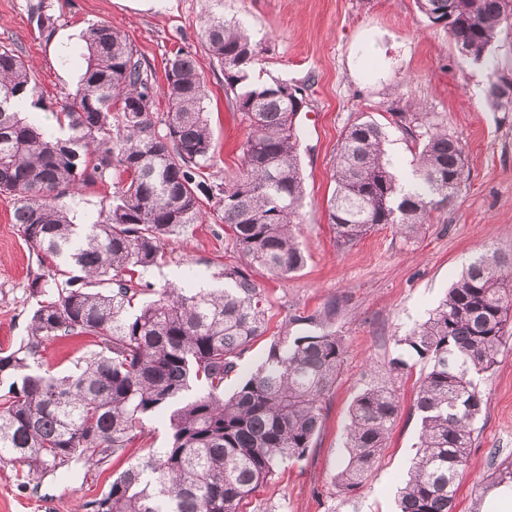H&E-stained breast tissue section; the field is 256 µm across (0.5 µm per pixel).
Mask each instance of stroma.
Wrapping results in <instances>:
<instances>
[{
    "label": "stroma",
    "mask_w": 512,
    "mask_h": 512,
    "mask_svg": "<svg viewBox=\"0 0 512 512\" xmlns=\"http://www.w3.org/2000/svg\"><path fill=\"white\" fill-rule=\"evenodd\" d=\"M38 0H0V45L17 51L46 103L36 116L53 123L50 111L80 79L86 49L81 34L91 24L109 23L137 46L156 77H163L172 51L190 49L204 77L207 110L216 146L215 179L238 172L239 147L247 129L224 91V73L197 40L204 0H49L56 18L41 32L28 8ZM225 18L242 21L258 41L254 78L282 80L305 90L300 113V164L306 205L299 241L306 261L284 280L256 272L270 307L267 333L243 355L233 392L264 358L271 337L295 315H309L336 302L333 330L348 351L336 385L326 399L316 445L307 458L282 466L240 512L258 501L278 512H332L339 498L334 477L347 455L349 409L372 381L389 376L400 355L396 343L425 318L473 257L486 250L512 259V112L493 111L485 100L486 68L460 56L447 32L431 25L415 0H223ZM363 112L388 133L387 152L399 175L411 174L414 142L396 125L401 112H425L458 136L464 147L465 179L451 202L440 205L424 237L404 238L382 225L355 245L338 246L328 222L334 189L333 159L343 131ZM12 197L0 195V349L26 336L36 300L28 283L47 274L13 222ZM167 257L151 269L155 287L181 283L187 270L203 272L200 284L215 287L217 272L237 260L230 235L213 215L189 225L166 245ZM426 362L411 359L394 386L401 402L386 448L356 493L358 512H394L397 489L417 454L420 423L414 408ZM484 405L475 441L459 478L454 512H480L494 488L493 472L512 467V339L482 379ZM166 417L145 419L140 439L100 467L80 465L23 482L19 467L0 462V512H86L114 476L165 446Z\"/></svg>",
    "instance_id": "obj_1"
}]
</instances>
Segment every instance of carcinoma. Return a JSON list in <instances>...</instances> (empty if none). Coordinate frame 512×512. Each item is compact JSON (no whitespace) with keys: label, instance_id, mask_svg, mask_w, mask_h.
I'll return each instance as SVG.
<instances>
[{"label":"carcinoma","instance_id":"1","mask_svg":"<svg viewBox=\"0 0 512 512\" xmlns=\"http://www.w3.org/2000/svg\"><path fill=\"white\" fill-rule=\"evenodd\" d=\"M221 2L208 0L199 41L224 71L225 93L247 127L239 173L227 182L208 173L215 144L191 51L172 53L160 86L126 34L88 26L85 71L53 109L67 129L59 138L30 116V108L45 109L37 82L14 50L0 46V193L14 197L26 242L54 262L53 274L29 283L37 301L27 336L0 352V462L19 465L29 480L71 463L93 467L122 455L145 417L162 412L169 422L168 445L116 476L85 503L88 512H238L282 465L314 447L347 353L331 329L336 304L293 316L256 370L224 396V382L269 319L251 272L283 280L305 263L295 234L305 200L295 118L306 98L283 81L250 80L257 44L245 26L224 20ZM415 4L461 55L488 65L489 105L511 106L506 76L489 55L512 34V0ZM159 93L167 101L161 131L153 117ZM397 118L418 146L406 182L373 116L361 114L342 135L328 213L343 247L380 224L409 239L426 234L432 213L464 179L458 138L417 112ZM99 181L112 182V195L96 217L75 223L66 198ZM209 209L240 255L214 274L224 287L156 290L143 281L165 257L163 242ZM68 336L90 337L94 349L65 374L43 367L47 344ZM511 336L512 261L487 251L397 339L403 353L429 365L415 404L419 451L399 512H453L483 409L476 379ZM399 411L386 382L354 400L335 477L343 502L368 478Z\"/></svg>","mask_w":512,"mask_h":512}]
</instances>
